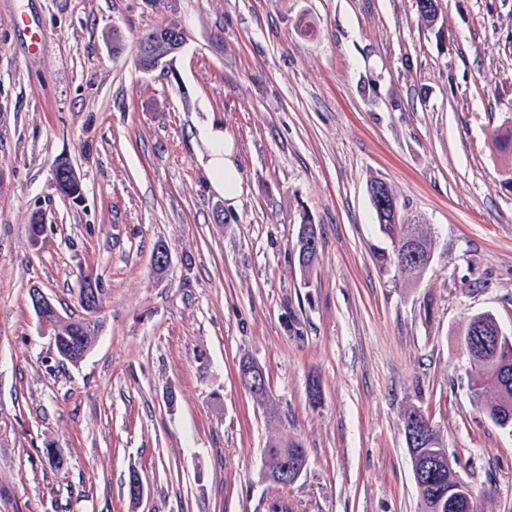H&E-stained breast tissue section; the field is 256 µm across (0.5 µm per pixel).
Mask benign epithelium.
<instances>
[{
    "label": "benign epithelium",
    "mask_w": 512,
    "mask_h": 512,
    "mask_svg": "<svg viewBox=\"0 0 512 512\" xmlns=\"http://www.w3.org/2000/svg\"><path fill=\"white\" fill-rule=\"evenodd\" d=\"M158 41L162 46L158 50H152V54L149 55L148 65L145 66L147 72L172 61L185 45V41L177 40L168 34L158 36ZM53 172L56 173V179L53 180L56 191L68 200H78L74 188L81 183L82 178L73 162L67 157H62L56 163ZM29 298L39 328L43 334L50 337L57 356L74 364L81 362L94 347V344L80 335L81 326L87 325V322L84 321L79 326L74 320L63 317L52 299L40 288L31 289ZM447 465H453V456L448 453L434 455L413 470L414 478L419 483L427 479L430 474L442 472ZM127 488L130 502L140 503L144 497L145 487L139 471L135 469L129 471ZM434 488L441 504L453 512L470 498V487L460 477L457 478L456 485L453 487L448 488L442 483H436Z\"/></svg>",
    "instance_id": "7a95c632"
}]
</instances>
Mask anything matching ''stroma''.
Masks as SVG:
<instances>
[{"mask_svg":"<svg viewBox=\"0 0 512 512\" xmlns=\"http://www.w3.org/2000/svg\"><path fill=\"white\" fill-rule=\"evenodd\" d=\"M438 6L429 28L415 0H0V512H269L275 498L422 512L410 406L481 512H512V435L478 412L462 346L478 312L512 330V145L497 143L512 128V0ZM172 20L183 51L143 71L138 38ZM214 122L235 144L233 205L200 161ZM63 156L80 201L53 186ZM375 178L436 234L418 281L376 259L391 243ZM305 213L319 232L307 272ZM89 271L104 284L97 341L74 365L29 290L79 319ZM272 438L308 452L292 485L260 478ZM410 424H414L423 429L424 442L421 446L429 444L427 448H443V443L430 420V415L426 413L421 407H411L405 410L403 415V427L406 438V432Z\"/></svg>","mask_w":512,"mask_h":512,"instance_id":"35a3bbf8","label":"stroma"}]
</instances>
